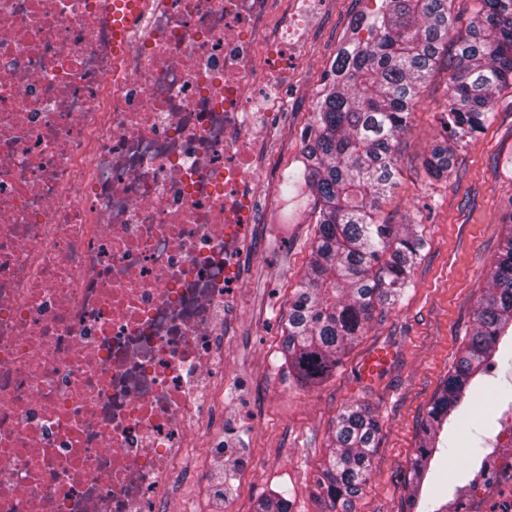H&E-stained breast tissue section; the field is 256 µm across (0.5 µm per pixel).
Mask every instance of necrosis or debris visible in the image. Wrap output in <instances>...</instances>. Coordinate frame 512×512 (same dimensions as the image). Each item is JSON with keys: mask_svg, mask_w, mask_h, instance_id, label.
<instances>
[{"mask_svg": "<svg viewBox=\"0 0 512 512\" xmlns=\"http://www.w3.org/2000/svg\"><path fill=\"white\" fill-rule=\"evenodd\" d=\"M0 0V512H194L255 159L326 0ZM437 512H512V405ZM139 8L138 0H115L112 3L113 44L118 53H124L128 48L125 33L134 24Z\"/></svg>", "mask_w": 512, "mask_h": 512, "instance_id": "4bbe7bcc", "label": "necrosis or debris"}]
</instances>
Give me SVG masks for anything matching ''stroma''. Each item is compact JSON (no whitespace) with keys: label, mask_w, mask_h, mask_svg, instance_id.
Segmentation results:
<instances>
[{"label":"stroma","mask_w":512,"mask_h":512,"mask_svg":"<svg viewBox=\"0 0 512 512\" xmlns=\"http://www.w3.org/2000/svg\"><path fill=\"white\" fill-rule=\"evenodd\" d=\"M375 0H330L307 34L290 86V103L268 138L279 171L267 179L264 227L244 266V286L224 325V422L210 437L224 448V490L200 512H254L272 491H288L292 512H319L310 492L328 453L336 417L350 403L368 406L380 422L370 476L355 512H411V463L435 393L468 341L490 265L512 210V94L502 93L490 125L459 149L447 178H429L422 158L442 139L451 54H444L420 92L409 128L396 143L399 174L381 206L383 224L419 225L426 245L411 288L373 315L367 333L324 381L305 385L282 357L288 304L302 281L316 237L317 199L300 180L306 131L332 79L339 50ZM395 354L376 379L360 377L377 347ZM474 409L476 433L457 431L458 452L430 476L432 494L465 478L469 447H486L500 397L512 400V365L492 364Z\"/></svg>","instance_id":"stroma-1"}]
</instances>
